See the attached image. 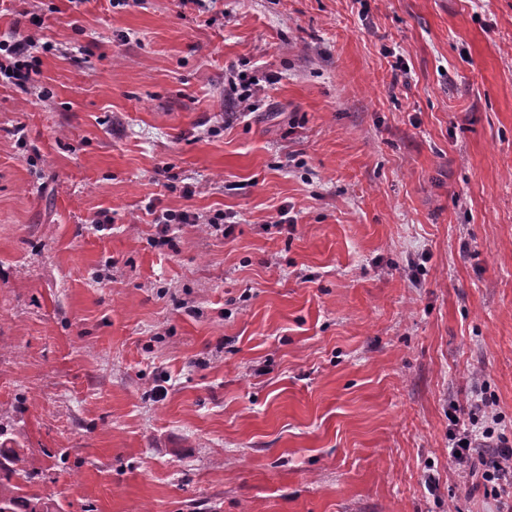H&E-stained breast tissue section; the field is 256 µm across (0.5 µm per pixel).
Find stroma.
I'll return each mask as SVG.
<instances>
[{
    "mask_svg": "<svg viewBox=\"0 0 512 512\" xmlns=\"http://www.w3.org/2000/svg\"><path fill=\"white\" fill-rule=\"evenodd\" d=\"M14 31L53 48L0 84V411L58 512L512 506L449 440L483 396L512 446V0H0ZM258 79L237 74L229 79L231 91L236 95V100L243 109H254L255 98L258 87ZM233 217L225 216L224 214H216L213 217H209L208 215H203L199 213H191L187 211H173V210H164L159 214L154 224H205L206 227L212 229L213 231L221 232L225 237L229 236L232 233V223L228 225H223L227 223L224 220L230 219Z\"/></svg>",
    "mask_w": 512,
    "mask_h": 512,
    "instance_id": "obj_1",
    "label": "stroma"
}]
</instances>
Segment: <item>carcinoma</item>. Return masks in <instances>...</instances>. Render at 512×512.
Returning a JSON list of instances; mask_svg holds the SVG:
<instances>
[{
  "mask_svg": "<svg viewBox=\"0 0 512 512\" xmlns=\"http://www.w3.org/2000/svg\"><path fill=\"white\" fill-rule=\"evenodd\" d=\"M9 428L0 422V512H54L42 495H28L27 488L46 479L45 468L25 448H14Z\"/></svg>",
  "mask_w": 512,
  "mask_h": 512,
  "instance_id": "carcinoma-1",
  "label": "carcinoma"
}]
</instances>
